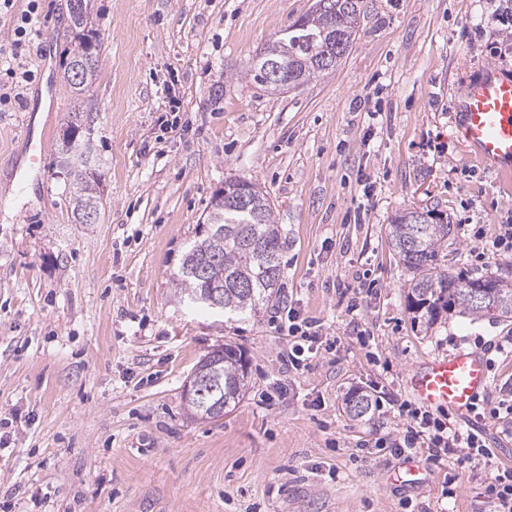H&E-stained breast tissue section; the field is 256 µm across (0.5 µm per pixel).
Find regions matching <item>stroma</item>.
Masks as SVG:
<instances>
[{"mask_svg":"<svg viewBox=\"0 0 512 512\" xmlns=\"http://www.w3.org/2000/svg\"><path fill=\"white\" fill-rule=\"evenodd\" d=\"M314 0H91L102 68L83 97L103 174L98 223L73 218L58 133L75 104L67 0H40L19 97L0 107V512H478L484 481L401 463L362 441L395 434L394 401L428 357L512 336V320L441 314L415 325L412 274L390 224L432 206L459 225L453 275L512 278L492 253L512 221V176L466 160L454 133L466 79L512 72V29L489 0H363L338 68L283 94L242 78L257 50ZM44 143L39 179L23 180ZM265 191L287 237L276 298L227 322L188 309L171 273L230 178ZM486 236L475 240L473 227ZM487 249L488 263L474 254ZM361 307L341 294L358 282ZM319 320L307 369L283 373L285 308ZM250 388L224 418L187 415L183 385L222 343ZM379 399L371 418L351 392Z\"/></svg>","mask_w":512,"mask_h":512,"instance_id":"35a3bbf8","label":"stroma"}]
</instances>
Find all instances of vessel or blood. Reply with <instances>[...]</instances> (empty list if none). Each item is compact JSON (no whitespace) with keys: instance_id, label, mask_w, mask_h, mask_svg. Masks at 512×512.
I'll return each mask as SVG.
<instances>
[{"instance_id":"b4317fda","label":"vessel or blood","mask_w":512,"mask_h":512,"mask_svg":"<svg viewBox=\"0 0 512 512\" xmlns=\"http://www.w3.org/2000/svg\"><path fill=\"white\" fill-rule=\"evenodd\" d=\"M458 134L470 148V160L476 167L512 174V77L492 68L464 82ZM489 384L485 358L461 348L444 357L426 359L413 369L407 390L425 408L463 417Z\"/></svg>"}]
</instances>
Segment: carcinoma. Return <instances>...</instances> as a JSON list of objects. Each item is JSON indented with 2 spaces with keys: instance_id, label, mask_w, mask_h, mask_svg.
Masks as SVG:
<instances>
[{
  "instance_id": "1",
  "label": "carcinoma",
  "mask_w": 512,
  "mask_h": 512,
  "mask_svg": "<svg viewBox=\"0 0 512 512\" xmlns=\"http://www.w3.org/2000/svg\"><path fill=\"white\" fill-rule=\"evenodd\" d=\"M73 2L68 0L67 3L70 41L63 78L74 96L81 97L98 79L102 43L96 42L91 57H86V42L96 37V31L90 16L74 12ZM332 2L336 11L311 10L266 46L273 53L286 45L300 58H315L323 53V32L330 27L336 29V35L344 42L343 47L336 49V64L312 63L300 69L299 76L304 83L335 71L356 39L361 3L359 0ZM75 66L81 71L77 81L72 79ZM89 127L90 115L75 112L60 134V139L72 137L82 146L78 156L59 155V165L70 180L75 218L87 208L99 210L102 207L101 174L97 168L86 166L91 147V138L87 136ZM224 192L227 193L224 207L211 208L205 218V223L216 224L222 231L191 240L172 274V281L180 300L188 305L222 312L227 320L242 319L267 306L275 289L280 287L281 254L286 236L281 225L275 222L267 194L260 189L250 190L248 180H226ZM241 192L248 196L246 210L235 204ZM390 241L399 260L413 273L407 294L412 321L431 325L441 313L452 310L474 318L512 319V283L502 281L492 311L487 306L473 305L467 299L465 285L475 278H456L440 264V254L455 241L454 225L444 212L428 207L401 212L392 220ZM209 288L222 295L224 305L215 306L208 301L205 290ZM204 366L208 367L206 392L195 401L185 403V409L197 420H218L224 417V411L236 407L248 389V359L240 347L226 343L207 353ZM371 409L372 399L368 394L355 391L349 396L346 410L351 417L361 419Z\"/></svg>"
}]
</instances>
